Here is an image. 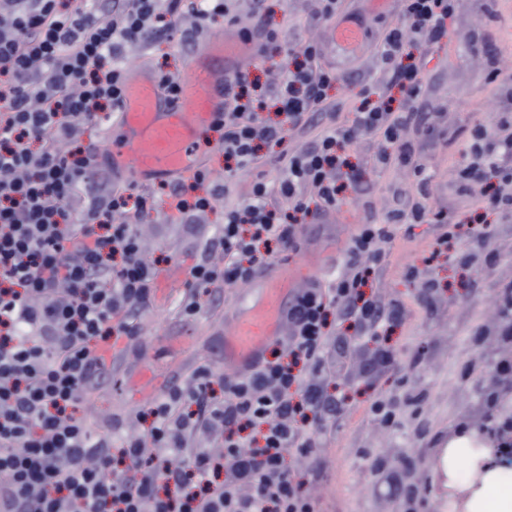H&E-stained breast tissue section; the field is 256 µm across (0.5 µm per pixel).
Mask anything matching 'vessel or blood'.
<instances>
[{"label":"vessel or blood","mask_w":512,"mask_h":512,"mask_svg":"<svg viewBox=\"0 0 512 512\" xmlns=\"http://www.w3.org/2000/svg\"><path fill=\"white\" fill-rule=\"evenodd\" d=\"M333 41L356 51L363 32L357 25L344 22L334 28ZM252 55V42L238 30L215 32L195 48L173 101L163 93L154 72L139 67L127 69L122 103L97 163L141 186L190 176L203 164V134L224 110L225 88L238 74L241 63ZM302 274L310 277L314 271L306 263L285 261L254 276L237 294L224 317L217 358L226 373L251 370L268 345L280 336L294 282ZM194 342L189 326L167 337V349L180 355L179 369L191 362ZM107 357L112 362L113 389L123 396L132 391L140 400L150 401L171 388L177 378L176 372L165 377L156 374L148 363L130 365L113 350Z\"/></svg>","instance_id":"b4317fda"}]
</instances>
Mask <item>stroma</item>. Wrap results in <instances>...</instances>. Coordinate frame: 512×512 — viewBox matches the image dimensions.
Instances as JSON below:
<instances>
[{"label": "stroma", "mask_w": 512, "mask_h": 512, "mask_svg": "<svg viewBox=\"0 0 512 512\" xmlns=\"http://www.w3.org/2000/svg\"><path fill=\"white\" fill-rule=\"evenodd\" d=\"M268 23L278 35L271 58L254 69L260 80H273L287 50L324 38L327 23L309 20L307 0H267ZM460 28L471 40L487 45L492 61L461 56L458 37L442 45L430 62L424 101L444 114L442 131L429 140L417 157L432 175L431 200L463 210L467 205L453 172L464 161L469 129L492 120L485 105L499 90L493 69L512 71V0H460ZM376 143L364 140L349 148L352 161L371 167L372 193L348 196L334 223L308 224L300 233L293 257L318 263L339 262L354 230L372 220L383 223L399 194L413 189L411 170H373ZM224 207L200 219L195 235L163 221L152 212L139 232L156 254L166 256V271L180 277L205 232L223 223ZM441 229L435 224H397L394 239L379 265L374 287L404 316L386 341L397 355L394 372L375 380L337 382L335 394L343 410L334 424L316 433L320 470L293 465L318 503L319 512H437L440 481L436 451L445 447L468 410L487 400L499 372L502 344L494 328L496 305L512 285V216L498 219L494 233L469 264H462L463 245L449 244L441 255L432 250ZM424 267L438 288L425 298L420 281L408 279L410 266ZM140 337L130 344L134 355L151 356L161 337L176 334L181 322L172 302L155 301L137 322ZM377 397L395 401L402 414L400 433L392 434L370 420L366 409ZM95 433L111 434L117 419L137 408L116 398L111 389L94 393L87 401ZM426 480L428 488L405 498L400 481Z\"/></svg>", "instance_id": "obj_1"}]
</instances>
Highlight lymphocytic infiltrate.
I'll list each match as a JSON object with an SVG mask.
<instances>
[{"label":"lymphocytic infiltrate","instance_id":"f902f5d3","mask_svg":"<svg viewBox=\"0 0 512 512\" xmlns=\"http://www.w3.org/2000/svg\"><path fill=\"white\" fill-rule=\"evenodd\" d=\"M249 2L244 24L235 0H0V512H316L287 458L321 466L314 435L342 410L329 387L350 355L337 325L379 339L365 375L396 364L385 341L401 312L367 290L391 225H440L437 248L463 240L474 253L490 216L512 215L511 73L495 72L505 93L491 101L496 121L470 129L455 171L471 202L465 217L431 205L414 163L436 128L420 105L428 65L456 30L459 0H394L400 21L375 55L384 77L348 108L329 94L338 77L323 43L289 50L273 83L240 72L213 129L225 160L253 177L244 201L226 202L204 169L170 184L113 181L95 163L104 139L85 134L119 110L130 49L177 30L196 37L221 17L264 59L275 33L266 0ZM267 93L286 122L260 113ZM362 138L378 147L372 168H412L415 192L386 224L359 225L325 281L295 292L284 332L253 369L219 378L200 365L134 411V429L96 438L83 410L112 382L104 350L134 336L154 301L160 261L146 255L138 225L160 209L190 228L223 205L177 301L181 319H193L295 250L301 225L329 219L346 194L369 193L370 168L345 154Z\"/></svg>","mask_w":512,"mask_h":512}]
</instances>
